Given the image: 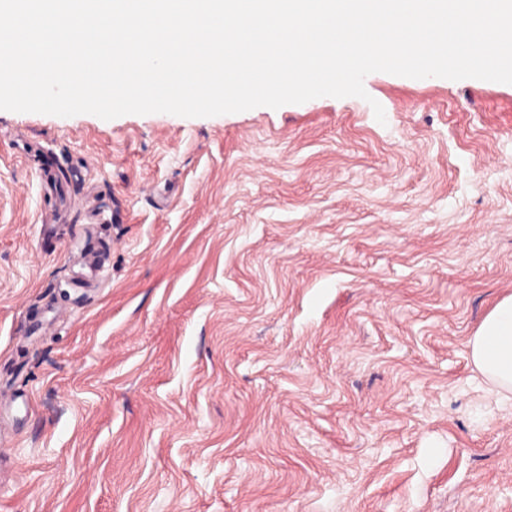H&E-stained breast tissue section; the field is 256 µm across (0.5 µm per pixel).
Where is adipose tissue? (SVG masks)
Listing matches in <instances>:
<instances>
[{
  "mask_svg": "<svg viewBox=\"0 0 512 512\" xmlns=\"http://www.w3.org/2000/svg\"><path fill=\"white\" fill-rule=\"evenodd\" d=\"M469 347L476 368L502 399L512 400V295L484 318Z\"/></svg>",
  "mask_w": 512,
  "mask_h": 512,
  "instance_id": "1",
  "label": "adipose tissue"
}]
</instances>
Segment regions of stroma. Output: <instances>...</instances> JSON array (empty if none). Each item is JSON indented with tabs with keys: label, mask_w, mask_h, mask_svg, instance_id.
<instances>
[{
	"label": "stroma",
	"mask_w": 512,
	"mask_h": 512,
	"mask_svg": "<svg viewBox=\"0 0 512 512\" xmlns=\"http://www.w3.org/2000/svg\"><path fill=\"white\" fill-rule=\"evenodd\" d=\"M364 86L0 110V512H512V85ZM476 368L504 400H512V295L484 318L469 341Z\"/></svg>",
	"instance_id": "obj_1"
}]
</instances>
